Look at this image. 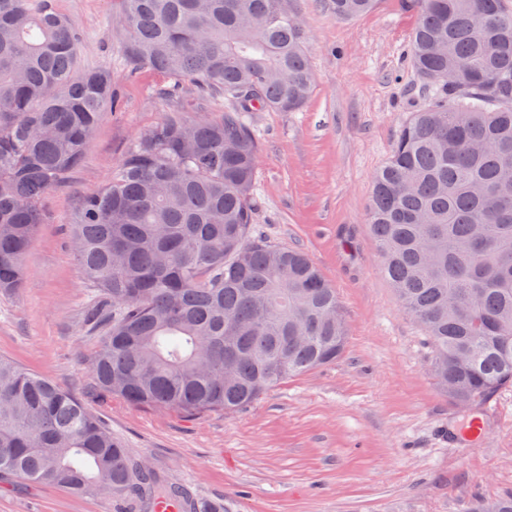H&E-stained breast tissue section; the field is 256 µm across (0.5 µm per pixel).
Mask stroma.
Here are the masks:
<instances>
[{"label":"stroma","instance_id":"stroma-1","mask_svg":"<svg viewBox=\"0 0 512 512\" xmlns=\"http://www.w3.org/2000/svg\"><path fill=\"white\" fill-rule=\"evenodd\" d=\"M286 2L306 28L314 82L302 110L249 115L262 148L253 230L306 254L333 285L347 327L341 357L234 414L186 417L98 391L90 359L102 331L88 317L96 292L68 237L75 202L97 192L167 113L219 120L229 106L187 83L160 94L162 78L127 56L121 0H53L77 28L81 67L111 74L119 106L103 116L70 182L43 198L46 221L22 260V285L0 293V357L83 399L132 460L231 512H470L475 501L512 494V387L466 414L450 402L366 222L373 173L427 101L407 56L417 13L377 0L369 13L339 19L330 0ZM472 420L481 437L466 430ZM0 512L139 508L8 477Z\"/></svg>","mask_w":512,"mask_h":512}]
</instances>
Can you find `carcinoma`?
Here are the masks:
<instances>
[{
    "label": "carcinoma",
    "instance_id": "cac0c4a2",
    "mask_svg": "<svg viewBox=\"0 0 512 512\" xmlns=\"http://www.w3.org/2000/svg\"><path fill=\"white\" fill-rule=\"evenodd\" d=\"M127 53L222 92L224 118L170 112L78 203L69 238L106 321L95 384L133 406L236 413L339 358L333 288L302 252L253 235L260 140L247 113L298 112L313 77L284 0H122ZM338 18L374 0H331ZM408 57L428 105L373 178L367 223L401 308L455 406L512 387V14L501 0H411ZM52 0H0V292L44 223V195L84 162L112 80L78 69ZM74 494L188 501L134 463L89 407L0 359V476ZM473 512H512V496Z\"/></svg>",
    "mask_w": 512,
    "mask_h": 512
}]
</instances>
